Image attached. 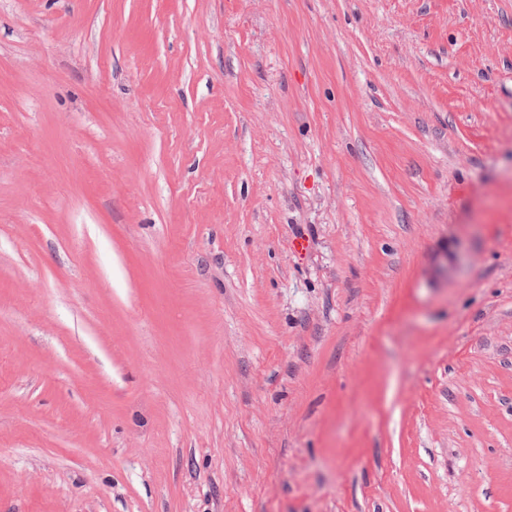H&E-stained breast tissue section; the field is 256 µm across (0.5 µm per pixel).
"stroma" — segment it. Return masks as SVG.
I'll return each mask as SVG.
<instances>
[{
	"instance_id": "obj_1",
	"label": "stroma",
	"mask_w": 512,
	"mask_h": 512,
	"mask_svg": "<svg viewBox=\"0 0 512 512\" xmlns=\"http://www.w3.org/2000/svg\"><path fill=\"white\" fill-rule=\"evenodd\" d=\"M0 512H512V0H0Z\"/></svg>"
}]
</instances>
